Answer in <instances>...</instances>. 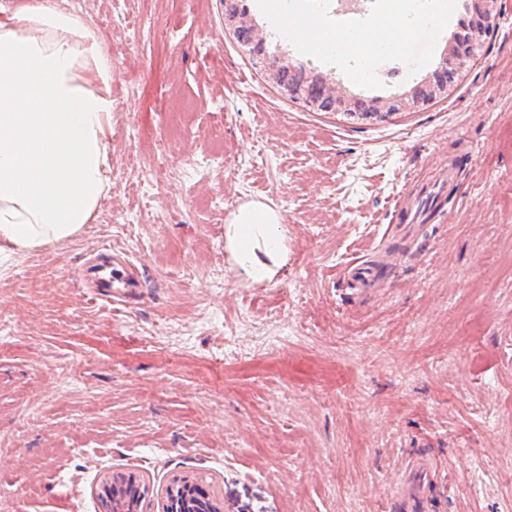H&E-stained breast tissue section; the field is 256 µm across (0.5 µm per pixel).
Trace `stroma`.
Instances as JSON below:
<instances>
[{
  "label": "stroma",
  "mask_w": 512,
  "mask_h": 512,
  "mask_svg": "<svg viewBox=\"0 0 512 512\" xmlns=\"http://www.w3.org/2000/svg\"><path fill=\"white\" fill-rule=\"evenodd\" d=\"M78 13L112 63V187L0 272V512H100V472L133 469L207 474L223 512H396L420 452L428 512H512V0L447 97L383 121L281 95L221 0ZM448 165L434 217L391 223L396 189ZM253 202L287 230L262 283L225 237ZM105 245L144 270L119 306L80 280Z\"/></svg>",
  "instance_id": "stroma-1"
}]
</instances>
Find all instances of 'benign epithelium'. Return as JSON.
Wrapping results in <instances>:
<instances>
[{"label": "benign epithelium", "mask_w": 512, "mask_h": 512, "mask_svg": "<svg viewBox=\"0 0 512 512\" xmlns=\"http://www.w3.org/2000/svg\"><path fill=\"white\" fill-rule=\"evenodd\" d=\"M498 0H471V10L461 30L453 34L448 40V56L444 66L435 71L428 80L421 85L423 94L413 91L404 98L395 99L384 104L372 103L369 115L378 119L404 112L419 106L432 103L448 92V86L469 67L473 56L466 52L469 45L481 43L491 35L492 20L495 17ZM224 25L230 29L237 41L247 47L250 53L261 64L265 75L279 92L290 100L304 104L322 112L349 111L356 106L357 101L347 96L340 86L330 83L320 76H311L300 67L281 58L265 54L264 39L259 37L255 26L247 19V12L239 8L237 0H225ZM142 479L134 473H107L102 483L119 489L130 481ZM189 481V478L176 473L171 476L167 486L154 494L147 489V494L154 495L152 512H171L169 491L179 483Z\"/></svg>", "instance_id": "7a95c632"}]
</instances>
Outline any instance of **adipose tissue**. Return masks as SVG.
<instances>
[{
  "mask_svg": "<svg viewBox=\"0 0 512 512\" xmlns=\"http://www.w3.org/2000/svg\"><path fill=\"white\" fill-rule=\"evenodd\" d=\"M112 66L104 44L59 0H0V271L16 256L76 235L111 186ZM255 282L283 261V230L262 204L226 227Z\"/></svg>",
  "mask_w": 512,
  "mask_h": 512,
  "instance_id": "ef3b65f1",
  "label": "adipose tissue"
}]
</instances>
